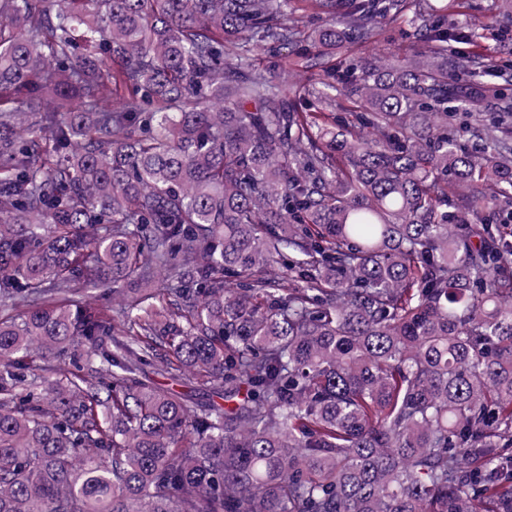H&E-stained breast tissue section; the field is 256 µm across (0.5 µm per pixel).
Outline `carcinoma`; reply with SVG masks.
Returning <instances> with one entry per match:
<instances>
[{
	"label": "carcinoma",
	"mask_w": 512,
	"mask_h": 512,
	"mask_svg": "<svg viewBox=\"0 0 512 512\" xmlns=\"http://www.w3.org/2000/svg\"><path fill=\"white\" fill-rule=\"evenodd\" d=\"M299 1L344 59L290 87ZM458 2L0 0V512H512V70L448 75L508 27ZM374 43L359 45L349 51L350 58H400L410 54L417 46L412 30L403 20L383 23ZM304 45L280 46L270 52L266 51L257 58L256 63L260 67L275 65L277 73L287 82L298 85L308 83L322 72L319 68L310 67L311 62L302 54ZM158 355L151 357L143 366L150 380L162 388L172 389L187 397L194 398L202 403H216L224 405V399L218 398L215 393L201 385L191 376H183L182 380L172 379L164 370L165 351L160 350Z\"/></svg>",
	"instance_id": "1"
}]
</instances>
